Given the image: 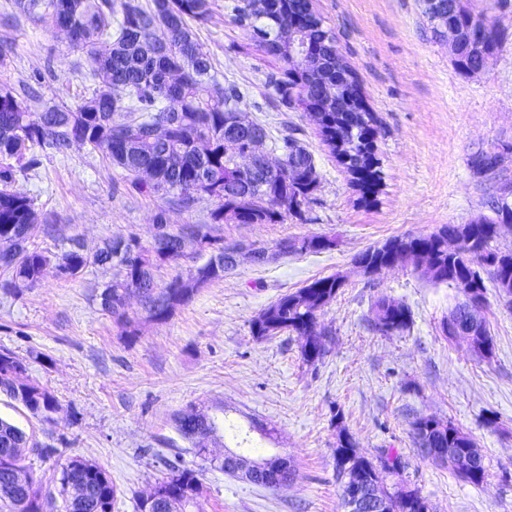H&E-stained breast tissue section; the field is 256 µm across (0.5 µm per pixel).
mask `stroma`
I'll return each instance as SVG.
<instances>
[{
  "instance_id": "stroma-1",
  "label": "stroma",
  "mask_w": 512,
  "mask_h": 512,
  "mask_svg": "<svg viewBox=\"0 0 512 512\" xmlns=\"http://www.w3.org/2000/svg\"><path fill=\"white\" fill-rule=\"evenodd\" d=\"M235 2L211 0L208 21L192 29L225 81L240 86L242 112L263 124L269 139L295 129L321 176L314 201L281 224L224 225L225 241L266 246L268 260L241 259L164 323L147 320L131 299L135 336L123 335L100 308L98 295L112 279L108 267H89L73 280L50 275L17 295L0 293V348L27 359L31 376L60 404L48 423L0 393V418L50 446V455L30 460L46 484H55L71 456L105 468L118 489L114 512H139V497L171 461L195 470L202 483L189 512H345L336 483L342 431L367 457L396 451L403 461L397 482L418 489L432 512H512V308L488 289L482 314L494 350L482 358L442 331L465 299L460 289L410 267L368 277L355 264L358 253L390 237L468 223L483 214L499 181H512V153L495 181L470 166L476 152L512 143V0H467L496 19L501 38L488 68L475 75L456 69L419 0H313L377 119L382 181L367 194L351 185L307 113L282 103L274 87L282 65L235 21ZM12 3L0 0V39L14 44L0 80L19 93L35 89L27 100L34 113L78 105L92 89L81 75L85 54L63 35L10 19ZM16 186L35 204L32 246L54 253L73 235L91 252L118 234L147 242L157 214L176 228L209 223L214 207L203 199L182 210L143 196L124 172L81 145L64 157H43L18 173ZM51 224L58 236L48 234ZM317 235L335 238V248L303 254L276 248L287 237ZM330 275L345 285L318 317L327 349L321 361L303 362L297 336L252 335L261 310ZM381 296L409 307V329L383 333L370 326L371 306ZM189 408L244 428L262 424L270 435L254 438V446L262 455H287L293 480L266 488L215 468L214 459L236 445L229 435L217 436L209 458L197 456L172 424L174 413ZM425 416L452 423L474 441L487 468L482 484L421 452L412 423Z\"/></svg>"
}]
</instances>
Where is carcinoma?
Returning <instances> with one entry per match:
<instances>
[{
    "label": "carcinoma",
    "instance_id": "1",
    "mask_svg": "<svg viewBox=\"0 0 512 512\" xmlns=\"http://www.w3.org/2000/svg\"><path fill=\"white\" fill-rule=\"evenodd\" d=\"M17 13L35 24L57 31L68 29L71 48L85 53L90 76L98 81L81 104L52 107L39 114L29 111L6 83L0 84V288L18 293L40 283L45 276L77 279L91 265H110L112 281L99 294L103 312L123 325L130 324L128 298L135 295L150 321L163 323L175 310L190 303L200 289L224 279L235 269L242 247L226 243L217 234L222 224H275L285 216L301 215L302 205L313 200L320 188V174L313 155L296 139L285 136L274 144L279 156L266 166L243 169L238 152L251 147L263 151L266 129L238 112L242 91L226 84L210 56L203 51L191 23H203L211 13L210 0H14ZM235 20L251 30L265 54L284 65L285 79L278 82L282 101L290 108L307 111L310 102L323 108L317 125L323 142L337 155L362 190L381 180L373 141L372 113L361 96L343 92L329 95L336 82L333 71L354 73L336 49V37L324 27L311 0H279L277 10L264 14L248 10L246 0L233 6ZM308 18L302 34L320 47L313 64L325 85L303 72V61L288 55V16ZM484 23L487 48L496 50L500 36L492 17L477 13ZM100 152L113 167L134 177L142 194L157 196L186 210L208 197L215 202L209 224H183L148 244L134 234L117 235L91 255L77 236L66 238L59 253L30 247L34 222L33 200L15 186L19 172L33 169L42 156H65L74 144ZM512 144L494 146L472 159L473 169L484 176L496 174L492 158ZM493 224L478 218L467 224H446L419 236H393L382 245L356 257V264L371 266L391 260L411 266L436 283L457 285L465 281L481 297L487 284L512 286V250L492 245ZM460 242L448 251V237ZM296 253L330 250L336 241L327 236L297 240ZM208 256L185 278L177 276L161 285L155 272L165 263L188 257L186 247ZM344 281L335 276L317 278L281 296L252 321L257 339L294 334L300 339L301 357L313 365L325 353V343L314 340L317 314L334 297ZM371 325L378 331H404L412 324L410 309L396 301L378 298L372 306ZM473 352L493 355L494 343L486 322L478 319ZM21 403L32 415L54 421L59 404L39 381L27 377L25 360L0 349V392ZM428 418L414 421L420 447L448 449L446 465L455 471V460L472 439L446 423L442 432L426 433ZM178 433L203 455L215 438V419L194 409L174 415ZM47 446L31 441L18 426L0 418V512H47L51 497L43 491L27 464L29 454L42 455ZM464 479L479 485L486 476L483 457L467 465ZM65 512H112L117 488L106 471L80 456L61 465L58 478ZM405 495L398 512H431L419 490L397 483ZM201 492L197 475L186 468L169 466L155 484L157 501L142 499L140 512H185Z\"/></svg>",
    "mask_w": 512,
    "mask_h": 512
}]
</instances>
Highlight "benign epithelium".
I'll return each instance as SVG.
<instances>
[{
  "instance_id": "benign-epithelium-1",
  "label": "benign epithelium",
  "mask_w": 512,
  "mask_h": 512,
  "mask_svg": "<svg viewBox=\"0 0 512 512\" xmlns=\"http://www.w3.org/2000/svg\"><path fill=\"white\" fill-rule=\"evenodd\" d=\"M423 5L436 36L446 38L451 43L452 55L456 57L461 51H466L471 60L470 73L482 72L492 54L488 52L486 41L478 31L481 21L474 16L467 23L463 21L461 0H423ZM482 306L479 297L469 296L468 306L463 312L448 318L446 331L449 335L472 344V335L476 330L473 318ZM289 468L288 457L280 453L256 459L235 452L224 454V469L242 475L251 483L285 485L288 483ZM339 468L347 512H396V494L375 478L368 464L355 467L342 459Z\"/></svg>"
}]
</instances>
